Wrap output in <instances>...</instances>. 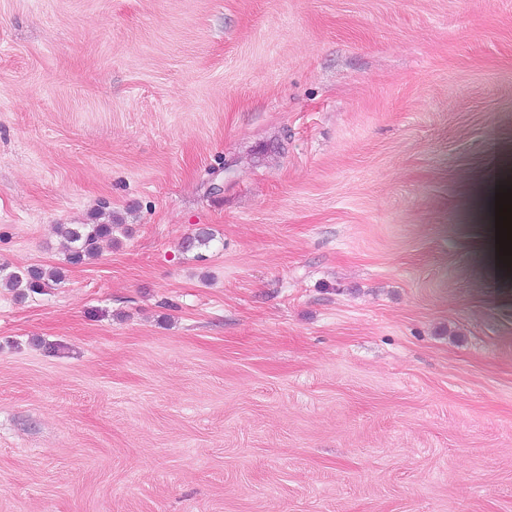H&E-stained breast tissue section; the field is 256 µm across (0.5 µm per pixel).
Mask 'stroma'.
I'll return each instance as SVG.
<instances>
[{"instance_id": "stroma-1", "label": "stroma", "mask_w": 512, "mask_h": 512, "mask_svg": "<svg viewBox=\"0 0 512 512\" xmlns=\"http://www.w3.org/2000/svg\"><path fill=\"white\" fill-rule=\"evenodd\" d=\"M509 187L512 0H0V512H512ZM101 214L95 217V222L87 224L60 225V231L65 239V259L71 265H80L96 257L100 243L112 241V233L117 230L126 233L128 228L122 224L119 217L109 216L107 221H99ZM6 266L0 267V288L15 293L19 297L26 292H36L42 288H50L63 279L62 272L58 269H44L30 267L24 271H7Z\"/></svg>"}]
</instances>
